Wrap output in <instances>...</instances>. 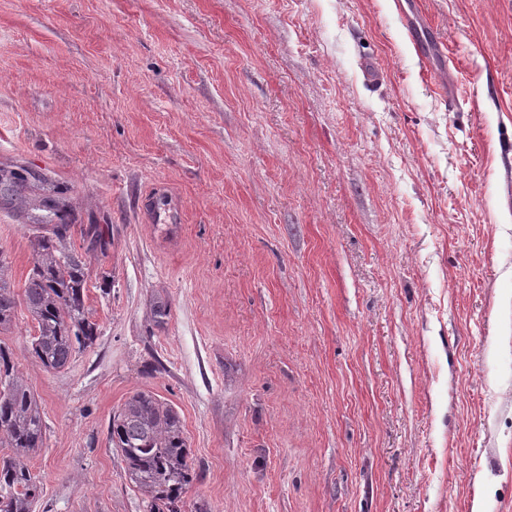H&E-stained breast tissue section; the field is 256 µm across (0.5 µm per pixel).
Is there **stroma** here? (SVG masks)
<instances>
[{"instance_id":"obj_1","label":"stroma","mask_w":512,"mask_h":512,"mask_svg":"<svg viewBox=\"0 0 512 512\" xmlns=\"http://www.w3.org/2000/svg\"><path fill=\"white\" fill-rule=\"evenodd\" d=\"M1 166L107 243L72 236L98 336L65 369L25 307L0 334L35 512H146L108 434L138 391L186 512H512V0H0ZM38 216L0 200L18 294Z\"/></svg>"}]
</instances>
